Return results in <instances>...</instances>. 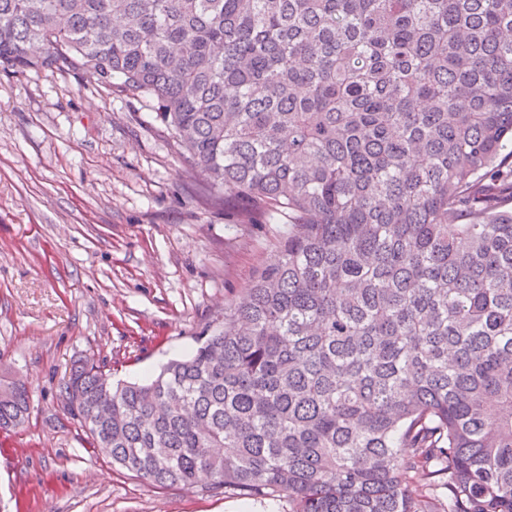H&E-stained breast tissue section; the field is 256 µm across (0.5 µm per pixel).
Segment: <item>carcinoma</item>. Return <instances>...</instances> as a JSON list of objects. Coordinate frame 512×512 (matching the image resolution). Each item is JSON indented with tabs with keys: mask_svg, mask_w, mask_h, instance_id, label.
<instances>
[{
	"mask_svg": "<svg viewBox=\"0 0 512 512\" xmlns=\"http://www.w3.org/2000/svg\"><path fill=\"white\" fill-rule=\"evenodd\" d=\"M0 64L120 80L214 202L288 216L185 358L74 366L92 447L289 512H512V0H0Z\"/></svg>",
	"mask_w": 512,
	"mask_h": 512,
	"instance_id": "obj_1",
	"label": "carcinoma"
}]
</instances>
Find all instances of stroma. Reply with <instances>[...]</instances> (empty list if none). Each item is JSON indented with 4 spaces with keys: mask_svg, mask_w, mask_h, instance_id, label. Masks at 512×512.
<instances>
[{
    "mask_svg": "<svg viewBox=\"0 0 512 512\" xmlns=\"http://www.w3.org/2000/svg\"><path fill=\"white\" fill-rule=\"evenodd\" d=\"M205 182L150 99L0 65V367L31 396L26 427L0 435V512H288L150 485L89 446L60 394L83 356L156 376L275 260L287 219L242 223Z\"/></svg>",
    "mask_w": 512,
    "mask_h": 512,
    "instance_id": "35a3bbf8",
    "label": "stroma"
}]
</instances>
